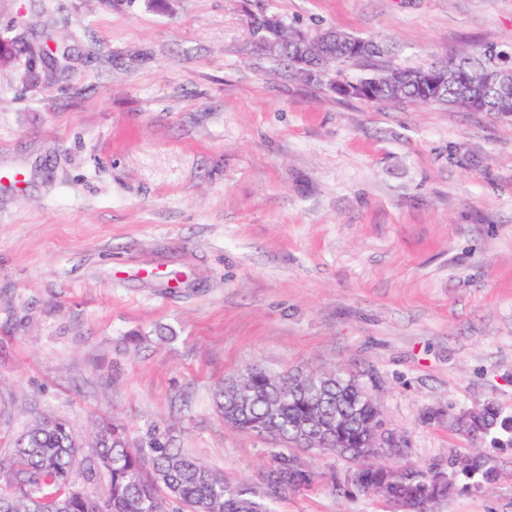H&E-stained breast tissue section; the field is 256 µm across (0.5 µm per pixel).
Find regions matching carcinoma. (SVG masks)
I'll return each mask as SVG.
<instances>
[{
    "mask_svg": "<svg viewBox=\"0 0 512 512\" xmlns=\"http://www.w3.org/2000/svg\"><path fill=\"white\" fill-rule=\"evenodd\" d=\"M249 30L258 42L277 38L280 61L289 64L302 57L310 67L325 72L315 84L341 95L330 73L346 54L349 36L325 32L330 44L324 53L331 59L324 60L296 30L283 27L272 34L252 19ZM499 54L496 47L485 45L475 54L448 61V79L437 94L419 80L428 68L393 69L385 87L376 92V101L409 100L490 112L480 85L461 87L455 69L478 75L494 68ZM241 384L254 390L256 398L236 414L232 407ZM216 405L230 429L271 441L260 484L272 500L321 485L345 499L380 495L403 501L406 512H431L455 489L458 476L477 479L475 488L497 479V468L486 453L457 455L446 468H394L382 463L366 449L369 436L382 422L379 406L366 387L339 366L305 374L248 367L224 382ZM451 423L463 434L475 429L483 439L491 434L512 439V414H503L492 403L456 416ZM304 453L334 454L347 459L349 466L342 472L316 470L303 460ZM0 481L13 487L11 497L0 496V512H273L253 499L247 486L227 483L224 474L158 436L146 448L129 447L122 427L114 423L99 431L90 453L74 442L66 420L34 423L14 440L13 453L0 458ZM103 481L106 494L100 505L75 492L79 482L95 486Z\"/></svg>",
    "mask_w": 512,
    "mask_h": 512,
    "instance_id": "obj_1",
    "label": "carcinoma"
}]
</instances>
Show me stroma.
Instances as JSON below:
<instances>
[{
	"label": "stroma",
	"instance_id": "obj_1",
	"mask_svg": "<svg viewBox=\"0 0 512 512\" xmlns=\"http://www.w3.org/2000/svg\"><path fill=\"white\" fill-rule=\"evenodd\" d=\"M258 13L381 40L385 68L512 54V0H0V36L66 51L0 67L1 457L63 418L252 478L268 440L213 401L251 366L343 367L423 466L470 448L448 416L512 413V114L338 98L258 47ZM491 455L438 512H512Z\"/></svg>",
	"mask_w": 512,
	"mask_h": 512
}]
</instances>
